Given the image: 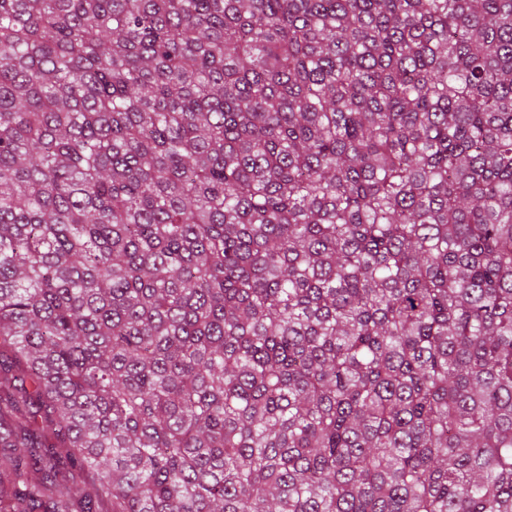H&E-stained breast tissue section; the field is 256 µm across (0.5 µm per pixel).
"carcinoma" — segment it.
Masks as SVG:
<instances>
[{
    "instance_id": "obj_1",
    "label": "carcinoma",
    "mask_w": 512,
    "mask_h": 512,
    "mask_svg": "<svg viewBox=\"0 0 512 512\" xmlns=\"http://www.w3.org/2000/svg\"><path fill=\"white\" fill-rule=\"evenodd\" d=\"M0 512H512V0H0Z\"/></svg>"
}]
</instances>
